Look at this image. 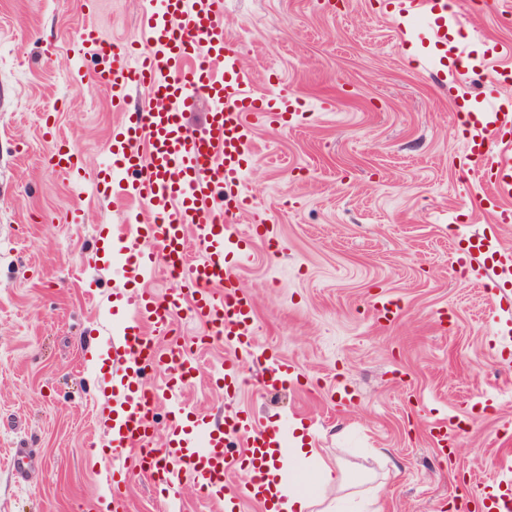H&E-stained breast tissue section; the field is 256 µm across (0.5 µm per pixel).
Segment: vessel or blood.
<instances>
[{"label":"vessel or blood","instance_id":"obj_1","mask_svg":"<svg viewBox=\"0 0 512 512\" xmlns=\"http://www.w3.org/2000/svg\"><path fill=\"white\" fill-rule=\"evenodd\" d=\"M400 17L424 16L431 21L437 41L447 39V28L459 25L458 13L448 0H400ZM139 26L147 34L145 48L131 41L103 42L97 29H81L82 44L95 47L103 64L98 80L112 93L117 109L123 110L112 146L122 167L134 172L124 193L145 205L150 221L132 228L134 245L122 268L126 282L137 284L155 271L156 257L166 265L183 267V288L158 296L141 291L127 301L128 325L121 340L130 364L120 376L116 399L117 418L112 421L107 446L114 466L134 464L162 486L168 497H176L182 477H190L196 489L220 501L231 458L224 446L229 435L244 438L245 460L239 474L248 497L267 507L273 497L265 471L268 448L278 443L277 433L256 429L248 418L226 417L223 424L180 413L170 425L161 447H152L150 418L158 391L142 383L146 371L166 368L179 386L193 383L197 359L191 349L174 342L160 349L157 337L168 335L177 310L189 308L205 322L214 340L231 350L224 373L216 385L233 384L241 367V356L251 345L250 328L254 305L241 292L228 260L241 253L243 238L232 229L245 212L248 199L242 189V163L248 152L249 124L272 115L290 125L297 102L287 93H259L250 86L238 65L235 37L224 27L217 0H142ZM149 89L155 105L127 111L131 89ZM211 103L206 124L199 134L190 133L183 116L199 98ZM485 119L468 132L466 149L471 167L492 171L485 199L495 223L511 224L512 148L497 147L501 127L512 124V114L487 104ZM49 166L61 173L78 171L80 151L67 138L53 135ZM147 155H140V143ZM196 238L203 255L188 256V240ZM157 244L158 253L140 249L138 240ZM369 306L378 322L395 320L401 311L391 298H371ZM456 426L452 419L436 421L430 436L439 451L453 446ZM481 512H512V477L497 475L480 493Z\"/></svg>","mask_w":512,"mask_h":512}]
</instances>
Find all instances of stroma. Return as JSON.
<instances>
[{
	"label": "stroma",
	"instance_id": "1",
	"mask_svg": "<svg viewBox=\"0 0 512 512\" xmlns=\"http://www.w3.org/2000/svg\"><path fill=\"white\" fill-rule=\"evenodd\" d=\"M139 2L0 0V512H93L115 484L129 512H225L188 479L169 499L140 472L108 474L102 449L104 338L122 336L137 291L117 271L130 244L117 230L137 205L91 187L121 114L77 34L140 39ZM222 2L254 89L302 108L250 131L237 228L259 217L271 237L235 267L255 308L247 380L214 389L226 349L208 342L183 402L283 427L287 446L308 432L320 459L300 479L344 512H456L512 460V224L485 208L461 122L491 99L512 111V85L472 72L512 47L506 4L457 0L462 26L441 44L418 19L400 35L391 0ZM49 111L82 152L78 173L46 164ZM76 209L82 223L64 222ZM477 239L481 263L460 262ZM381 292L402 309L385 325L368 306ZM275 363L294 373L264 386ZM448 415L462 426L444 456L430 428ZM323 460L350 488H319Z\"/></svg>",
	"mask_w": 512,
	"mask_h": 512
}]
</instances>
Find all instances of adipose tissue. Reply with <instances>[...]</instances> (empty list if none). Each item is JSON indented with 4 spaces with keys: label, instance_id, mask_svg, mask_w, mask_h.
Instances as JSON below:
<instances>
[{
    "label": "adipose tissue",
    "instance_id": "ef3b65f1",
    "mask_svg": "<svg viewBox=\"0 0 512 512\" xmlns=\"http://www.w3.org/2000/svg\"><path fill=\"white\" fill-rule=\"evenodd\" d=\"M315 450L305 436H298L292 447L276 451L275 466L271 472L278 481L282 500L279 504L281 512H310L314 498L310 490L301 485L296 476L305 470Z\"/></svg>",
    "mask_w": 512,
    "mask_h": 512
}]
</instances>
